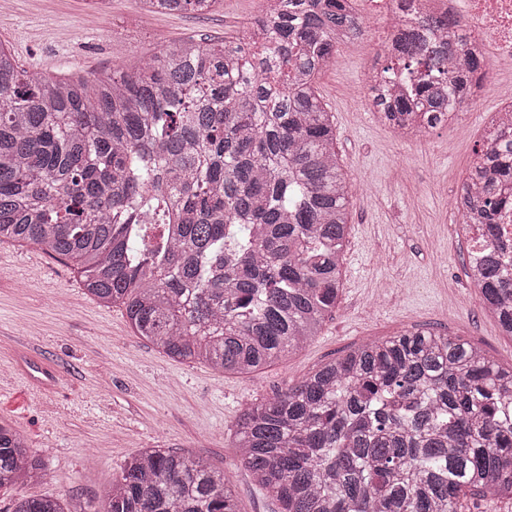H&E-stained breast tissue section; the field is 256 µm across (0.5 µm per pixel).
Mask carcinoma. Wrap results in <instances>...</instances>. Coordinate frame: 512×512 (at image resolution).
<instances>
[{
    "label": "carcinoma",
    "mask_w": 512,
    "mask_h": 512,
    "mask_svg": "<svg viewBox=\"0 0 512 512\" xmlns=\"http://www.w3.org/2000/svg\"><path fill=\"white\" fill-rule=\"evenodd\" d=\"M144 15L206 14L218 0H139ZM264 43L168 44L88 80L49 79L0 44V243L71 261L85 291L119 306L168 357L251 374L305 347L343 286L351 187L317 80L364 34L352 0H275ZM372 71L373 106L414 138L468 105L484 57L409 18ZM468 64L452 63L455 50ZM406 90L389 92V75ZM512 192V128L489 133L457 195L484 225L467 277L512 337V244L497 233ZM243 465L280 512H459L471 494L512 500V368L433 330L368 341L237 423ZM46 476L0 423V489ZM12 512H239L201 456L146 448L104 510L57 497Z\"/></svg>",
    "instance_id": "carcinoma-1"
}]
</instances>
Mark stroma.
<instances>
[{
  "label": "stroma",
  "instance_id": "1",
  "mask_svg": "<svg viewBox=\"0 0 512 512\" xmlns=\"http://www.w3.org/2000/svg\"><path fill=\"white\" fill-rule=\"evenodd\" d=\"M137 0H0V44L25 70L95 78L187 40L220 41L254 15V0H221L206 15L142 20ZM370 28L340 46L317 82L333 116L336 149L353 187L340 302L305 348L247 376L180 363L143 341L122 310L88 296L72 266L33 245L0 243V420L37 450L47 476L0 490V512L15 494L101 504L124 461L138 450L201 455L223 472L240 512H280L241 461V412L284 391L367 340L406 329L434 330L512 366L502 334L465 275L466 244L454 199L497 108L487 93L476 110L421 140H400L369 101V71L383 64L389 33L372 0ZM55 373L41 381L42 369Z\"/></svg>",
  "mask_w": 512,
  "mask_h": 512
}]
</instances>
